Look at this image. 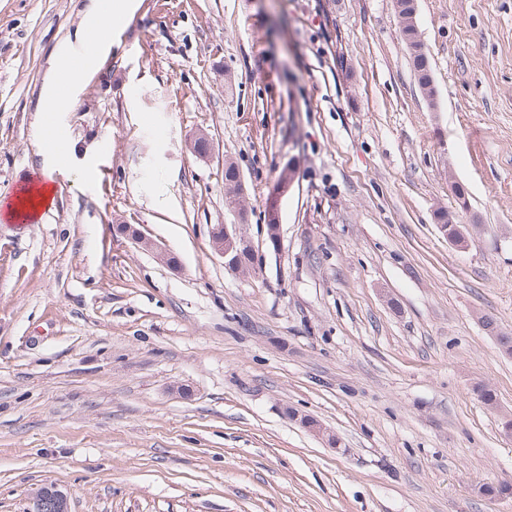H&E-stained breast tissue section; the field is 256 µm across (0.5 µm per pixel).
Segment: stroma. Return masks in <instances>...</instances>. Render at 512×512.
<instances>
[{
    "label": "stroma",
    "mask_w": 512,
    "mask_h": 512,
    "mask_svg": "<svg viewBox=\"0 0 512 512\" xmlns=\"http://www.w3.org/2000/svg\"><path fill=\"white\" fill-rule=\"evenodd\" d=\"M82 10L0 0V192L77 153L37 223H0V512L50 482L72 512H512L484 493L512 482V356L483 324L512 335V0H418L433 109L393 0H135L49 126ZM236 223L257 273L211 249ZM75 52L73 43L68 41L60 45L55 55L52 57L42 90L44 104L57 97L63 76L67 78V90L72 99L76 97L78 91L84 85L92 69L71 68L69 59ZM70 98L62 93L59 98L45 105L43 112H45V121L47 124L55 122L57 112L71 109L72 100Z\"/></svg>",
    "instance_id": "1"
}]
</instances>
